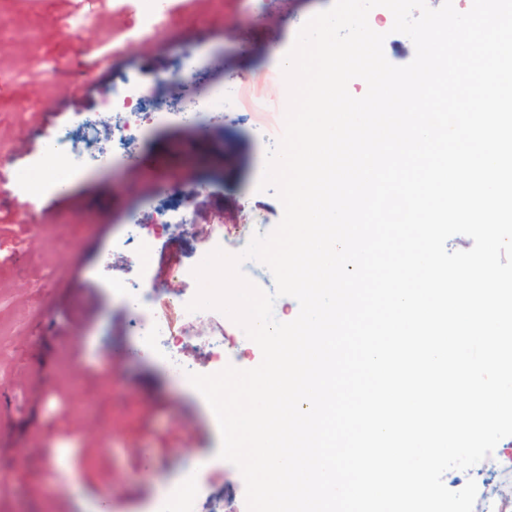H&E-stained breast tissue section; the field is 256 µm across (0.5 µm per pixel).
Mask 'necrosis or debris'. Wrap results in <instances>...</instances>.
I'll return each mask as SVG.
<instances>
[{"label":"necrosis or debris","instance_id":"1","mask_svg":"<svg viewBox=\"0 0 512 512\" xmlns=\"http://www.w3.org/2000/svg\"><path fill=\"white\" fill-rule=\"evenodd\" d=\"M133 7L139 15V24L133 32L112 35L113 53H120L124 42L129 40L150 42L173 20L168 0H133ZM156 82V76L146 72L126 74L118 77L103 97L104 105L112 107V117L120 127L117 143L123 150H130L133 145L130 130L153 118L147 107L153 102L152 87ZM64 153L70 154L71 160L65 167H57L54 158ZM98 157L93 145L74 141L65 132L56 133L46 142L38 160L15 172L16 190L29 204H39L48 189L67 183L82 165ZM157 241L152 225L136 220L128 224L125 236L115 240L113 248L131 252L137 276L114 279L112 288L129 309L142 349L160 356L176 375L183 377L192 370L181 355L187 340L173 335L168 320L156 310L153 289L146 286L154 268Z\"/></svg>","mask_w":512,"mask_h":512}]
</instances>
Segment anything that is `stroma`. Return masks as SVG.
Here are the masks:
<instances>
[{
    "label": "stroma",
    "instance_id": "stroma-1",
    "mask_svg": "<svg viewBox=\"0 0 512 512\" xmlns=\"http://www.w3.org/2000/svg\"><path fill=\"white\" fill-rule=\"evenodd\" d=\"M333 0H187L173 29L148 45L110 56L102 28L135 27L133 10L116 0H0V56L28 53L17 77L0 82V315L14 324L0 341V512H151L162 488L194 475L201 512H241L239 470L220 459L221 434L205 397L173 377L161 358L141 353L115 275H133L112 244L131 218L155 215L157 187L170 182L201 209L219 204L236 232L228 246L273 230L283 216L274 190H258L279 119L248 102L207 116L209 136L176 116L185 94L205 99L235 83L259 81L278 110L287 88L280 58L297 32ZM369 24L385 33L384 53L409 63L412 41L392 32L388 10ZM193 47L205 75L189 87L173 77L178 44ZM147 70L162 78L154 95L164 119L136 131L131 152L115 151L103 94L115 76ZM109 154L107 168L83 167L65 192L49 191L36 209L18 199L13 174L37 160L46 138L61 130ZM196 155L185 163L180 147ZM169 244L159 240L153 278L156 308L175 331L201 335L169 305L176 283L165 274ZM153 459L143 463L141 449ZM453 482L498 487L512 501V459L499 455Z\"/></svg>",
    "mask_w": 512,
    "mask_h": 512
}]
</instances>
